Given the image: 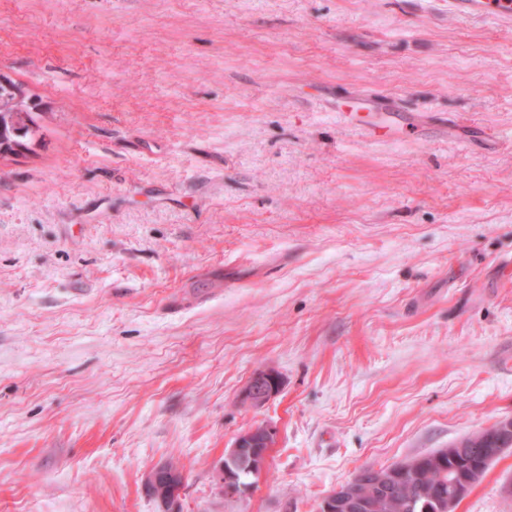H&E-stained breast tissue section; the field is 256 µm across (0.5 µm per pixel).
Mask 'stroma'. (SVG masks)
Returning a JSON list of instances; mask_svg holds the SVG:
<instances>
[{
  "label": "stroma",
  "mask_w": 512,
  "mask_h": 512,
  "mask_svg": "<svg viewBox=\"0 0 512 512\" xmlns=\"http://www.w3.org/2000/svg\"><path fill=\"white\" fill-rule=\"evenodd\" d=\"M0 72L44 110L0 156V512H161L169 461L182 512H316L512 418V24L0 0ZM266 367L280 393L243 404ZM262 423L267 466L225 497ZM457 512H512V450ZM245 430L234 439L231 448L224 451V462L219 469V478L224 494L233 498H243L250 488L238 483L236 470L249 463L252 468L260 472L265 468L269 449L277 440L278 431L271 423L261 428ZM256 461V462H254ZM166 463L155 466L148 474L145 480V487L149 494L160 500L163 511L165 512H179L180 500L183 490V476L182 473L179 477L178 471H170L171 475H167ZM174 477L180 478V483L174 485L171 493L166 492V482ZM156 490V491H155ZM164 496H166L164 498ZM359 479L360 474L352 477L342 488L333 490L340 495L336 497V492L327 495L318 504L317 512H361L370 508L360 491Z\"/></svg>",
  "instance_id": "35a3bbf8"
}]
</instances>
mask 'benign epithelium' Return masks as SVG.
Masks as SVG:
<instances>
[{
	"label": "benign epithelium",
	"mask_w": 512,
	"mask_h": 512,
	"mask_svg": "<svg viewBox=\"0 0 512 512\" xmlns=\"http://www.w3.org/2000/svg\"><path fill=\"white\" fill-rule=\"evenodd\" d=\"M281 378L271 369L256 371L241 391L242 403L259 408L269 403L280 391ZM275 425L267 423L261 428H252L238 434L231 448L224 451V462L219 469V478L224 494L233 498H243L250 488L238 483L236 470L245 464L263 470L267 464L269 449L277 440ZM482 472V467H473L462 484L453 485V492L448 494V512H456L458 500L464 496ZM178 476V472H167L166 464L155 466L145 480L149 494L160 500L164 512H180V500L183 483L167 489L166 482ZM360 476L352 477L338 493L329 494L317 506V512H363L369 508L359 488Z\"/></svg>",
	"instance_id": "1"
}]
</instances>
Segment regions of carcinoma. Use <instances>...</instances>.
Returning <instances> with one entry per match:
<instances>
[{
    "instance_id": "1",
    "label": "carcinoma",
    "mask_w": 512,
    "mask_h": 512,
    "mask_svg": "<svg viewBox=\"0 0 512 512\" xmlns=\"http://www.w3.org/2000/svg\"><path fill=\"white\" fill-rule=\"evenodd\" d=\"M24 92L20 84L7 77L0 79V156L12 154L15 148H27V141L39 129V104ZM468 452L454 459L441 457L432 451L424 455L421 463L405 478H395L389 492L375 496L372 484L362 486L373 508L368 512H439V505L448 501V487L459 475L470 469V463L480 461V449L489 447L487 430L461 437L451 443Z\"/></svg>"
}]
</instances>
